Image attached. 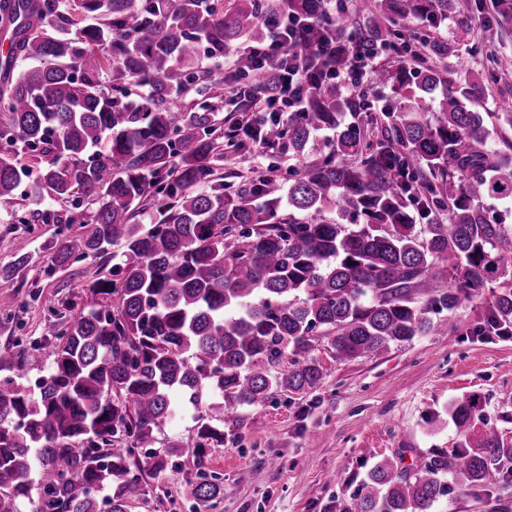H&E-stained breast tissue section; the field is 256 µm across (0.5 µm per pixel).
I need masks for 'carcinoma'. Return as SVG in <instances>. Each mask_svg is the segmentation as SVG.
Masks as SVG:
<instances>
[{"instance_id": "carcinoma-1", "label": "carcinoma", "mask_w": 512, "mask_h": 512, "mask_svg": "<svg viewBox=\"0 0 512 512\" xmlns=\"http://www.w3.org/2000/svg\"><path fill=\"white\" fill-rule=\"evenodd\" d=\"M289 12L321 18L323 0H284ZM354 52L393 42L399 23L452 22L448 38L414 32L417 61L375 72L391 91L381 138L347 123L356 100L337 85L311 94L309 111L264 126V145L308 158L288 182L261 174L231 193L213 182L224 132L211 110H171L196 83L214 98L224 85L200 67L269 35L266 0H0L10 50L0 58V198L31 175L14 146L38 158L29 191L38 203L92 198L89 229L63 239L57 261L102 256L123 244L112 278L97 279L79 311L48 326L59 339L50 371L28 393L0 377V512H129L144 476L186 452L155 450L154 430L182 402L203 407L198 465L224 435L211 423L274 393L300 394L323 379L310 357L319 338L339 360L454 328L462 300L500 291L484 329L512 333V225L486 206L512 200L509 152L491 148L489 126L511 112L478 107L482 83L461 84L446 60L499 26L476 30L456 0L363 2ZM484 80L512 73V55L491 52ZM254 91L272 86L250 57H236ZM321 130L332 132L317 141ZM152 216V227L141 221ZM43 347L22 350L20 368L40 369ZM292 353L290 367L269 366ZM482 397L448 406L457 448H436L417 465L377 461L342 512H434L444 497L512 477V431L488 425ZM38 500H33L32 491ZM219 477L195 483L205 504Z\"/></svg>"}]
</instances>
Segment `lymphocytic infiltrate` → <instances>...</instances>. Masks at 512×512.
<instances>
[{
    "mask_svg": "<svg viewBox=\"0 0 512 512\" xmlns=\"http://www.w3.org/2000/svg\"><path fill=\"white\" fill-rule=\"evenodd\" d=\"M268 22L272 29L269 39L253 47L251 54L256 70L268 76L275 92L255 99L254 109L243 123L245 130L261 129L272 118L284 122L292 114L306 111L311 93L327 83L362 98L368 68L365 57L355 58L347 70H336V45L317 37V19L273 13Z\"/></svg>",
    "mask_w": 512,
    "mask_h": 512,
    "instance_id": "lymphocytic-infiltrate-1",
    "label": "lymphocytic infiltrate"
}]
</instances>
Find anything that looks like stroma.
I'll list each match as a JSON object with an SVG mask.
<instances>
[{"label":"stroma","mask_w":512,"mask_h":512,"mask_svg":"<svg viewBox=\"0 0 512 512\" xmlns=\"http://www.w3.org/2000/svg\"><path fill=\"white\" fill-rule=\"evenodd\" d=\"M276 164L287 177L295 159L273 157L254 144L226 145L214 165L218 180L237 189ZM58 223H22L30 205L23 193L0 200V268L11 269L0 287V359L20 362L26 343L44 346L51 367L56 341L47 323H65L81 307L87 287L109 277L111 256L61 266L59 242L79 232L67 223L72 211L92 215L91 201L51 202ZM28 244L19 262L16 244ZM492 289L463 302L456 326L444 335L418 336L355 360L337 359L327 342L313 353L322 381L300 395L275 394L260 406L241 408L225 420L224 438L208 450L204 465L185 455L176 466L146 476L131 512H341L368 470L380 458L402 454L404 464L435 448L449 450L459 435L446 411L451 402L477 393L490 424L512 429V336L480 333L479 322ZM253 471L242 482L243 471ZM217 473L224 495L212 507L198 506L190 491L199 472ZM512 508V480L502 477L487 490L450 495L435 512H502Z\"/></svg>","instance_id":"1"}]
</instances>
